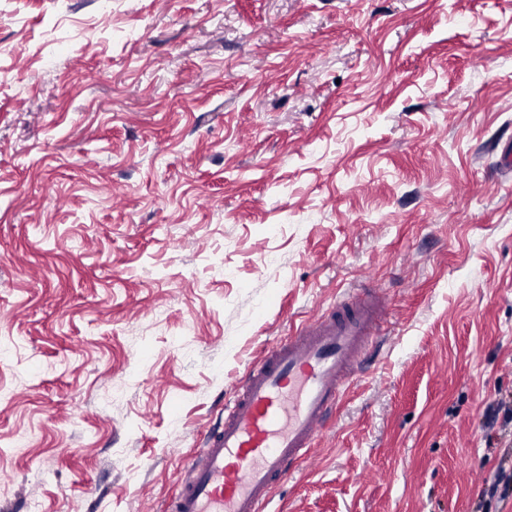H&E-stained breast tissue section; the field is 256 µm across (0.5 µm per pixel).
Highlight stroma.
Segmentation results:
<instances>
[{
  "label": "stroma",
  "instance_id": "1",
  "mask_svg": "<svg viewBox=\"0 0 512 512\" xmlns=\"http://www.w3.org/2000/svg\"><path fill=\"white\" fill-rule=\"evenodd\" d=\"M512 0H0V512H164L236 383L395 328L273 512H512ZM510 491H512V466L499 465L497 466L493 481L486 482L483 494L490 499H504Z\"/></svg>",
  "mask_w": 512,
  "mask_h": 512
}]
</instances>
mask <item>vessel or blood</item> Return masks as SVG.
I'll list each match as a JSON object with an SVG mask.
<instances>
[{"mask_svg":"<svg viewBox=\"0 0 512 512\" xmlns=\"http://www.w3.org/2000/svg\"><path fill=\"white\" fill-rule=\"evenodd\" d=\"M391 321L383 288L347 289L317 308L248 368L209 430L167 512H264L277 488L311 462L343 392L379 355Z\"/></svg>","mask_w":512,"mask_h":512,"instance_id":"1","label":"vessel or blood"}]
</instances>
